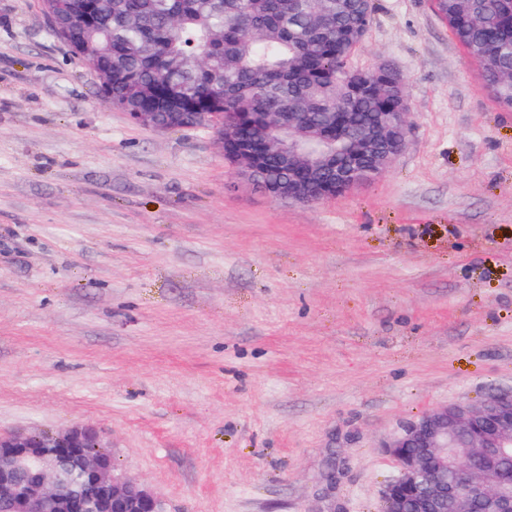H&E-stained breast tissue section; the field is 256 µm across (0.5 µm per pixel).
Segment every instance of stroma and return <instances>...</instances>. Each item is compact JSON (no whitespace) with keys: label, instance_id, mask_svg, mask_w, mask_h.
I'll return each mask as SVG.
<instances>
[{"label":"stroma","instance_id":"35a3bbf8","mask_svg":"<svg viewBox=\"0 0 512 512\" xmlns=\"http://www.w3.org/2000/svg\"><path fill=\"white\" fill-rule=\"evenodd\" d=\"M372 3L407 146L304 204L0 0V436L91 428L167 512H382L392 434L512 392V112L430 0Z\"/></svg>","mask_w":512,"mask_h":512}]
</instances>
